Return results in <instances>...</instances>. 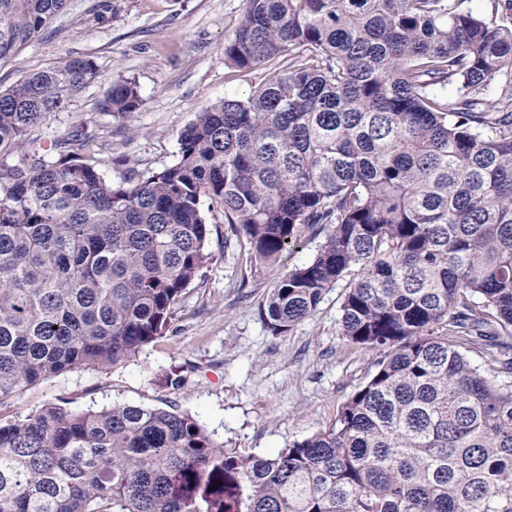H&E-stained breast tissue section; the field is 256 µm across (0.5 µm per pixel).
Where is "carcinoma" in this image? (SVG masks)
<instances>
[{
  "mask_svg": "<svg viewBox=\"0 0 512 512\" xmlns=\"http://www.w3.org/2000/svg\"><path fill=\"white\" fill-rule=\"evenodd\" d=\"M66 2L0 0V61ZM472 2L245 0L225 62L287 65L115 183L91 139L28 138L92 60L0 90V406L162 336L213 260L208 213L262 272L323 237L261 317L287 334L348 276L342 336L371 353L334 422L267 457L140 405L0 422V512H512V0ZM140 104L123 80L100 111Z\"/></svg>",
  "mask_w": 512,
  "mask_h": 512,
  "instance_id": "1",
  "label": "carcinoma"
}]
</instances>
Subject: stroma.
Masks as SVG:
<instances>
[{"label": "stroma", "instance_id": "stroma-1", "mask_svg": "<svg viewBox=\"0 0 512 512\" xmlns=\"http://www.w3.org/2000/svg\"><path fill=\"white\" fill-rule=\"evenodd\" d=\"M244 7V0H67L46 28L0 61V88L73 58L92 59L95 77L35 137L47 148L87 122L100 132L94 155L108 181L158 172L176 161L180 133L198 112L247 96L268 77V70L242 74L224 61ZM121 79L135 82L141 106L116 119L98 103ZM227 232L223 217L212 219L214 259L185 290L165 336L128 362L50 377L0 415L21 419L48 403L75 411L174 409L196 417L226 447L260 456L328 427L371 362L341 334L343 287L291 332L272 335L259 304L274 278L253 274L247 249H225ZM173 372L183 378L180 388L167 384Z\"/></svg>", "mask_w": 512, "mask_h": 512}]
</instances>
